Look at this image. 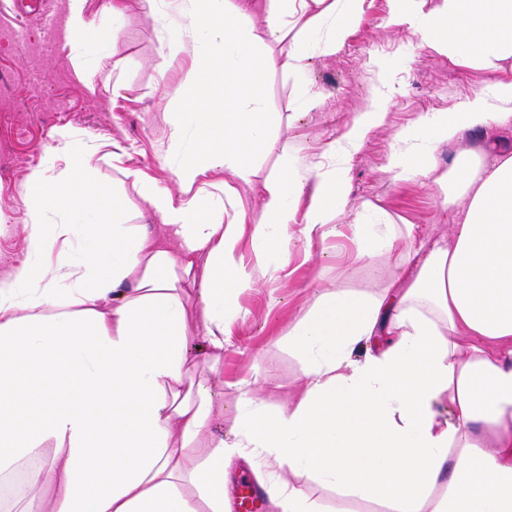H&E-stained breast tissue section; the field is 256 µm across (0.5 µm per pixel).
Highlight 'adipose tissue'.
<instances>
[{"label":"adipose tissue","instance_id":"1","mask_svg":"<svg viewBox=\"0 0 512 512\" xmlns=\"http://www.w3.org/2000/svg\"><path fill=\"white\" fill-rule=\"evenodd\" d=\"M186 24L164 41L190 51L175 168L180 194L124 170L159 231L123 219L90 156L60 129L28 178L29 259L0 281V512H224L238 460L256 468L279 512H322L296 486L383 505L386 512H512V149L457 155L438 184L454 210L448 237L407 256V287L374 293L323 289L288 331L304 359L298 396L277 403L242 393L234 430L213 379L235 299L278 271L303 221L305 239L328 235L347 203L345 170L315 174L297 216L291 166L264 182L255 269L236 258L250 183L267 144L266 72L305 70L301 38L334 20L324 46L342 48L370 0H190ZM388 22L418 33L456 64L512 70V0H388ZM265 16L264 35L247 25ZM70 40L99 56L116 31L75 4ZM282 47L274 55L272 46ZM512 124V80L465 96L455 111L421 117L399 134L395 178L437 172V146ZM434 143L416 150L420 131ZM230 179L227 207L210 203L207 178ZM359 256L391 255L411 224L352 226ZM82 245L73 257L74 245ZM197 319L203 348L190 344ZM447 404L440 412L439 404Z\"/></svg>","mask_w":512,"mask_h":512}]
</instances>
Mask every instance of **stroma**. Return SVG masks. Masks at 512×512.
Wrapping results in <instances>:
<instances>
[{
  "instance_id": "obj_1",
  "label": "stroma",
  "mask_w": 512,
  "mask_h": 512,
  "mask_svg": "<svg viewBox=\"0 0 512 512\" xmlns=\"http://www.w3.org/2000/svg\"><path fill=\"white\" fill-rule=\"evenodd\" d=\"M70 0H45L58 25L46 35L40 16L20 12L17 0H0V280L13 276L28 257L26 185L30 172L54 145L58 129L74 134L73 150L84 154L102 142L121 148L116 164L95 160L105 186L148 214L123 169L139 170L160 187L179 193L174 175L178 148L171 134L189 88V56H166L160 49L165 32L161 15L147 10L128 13L115 44L106 45V61L77 74L78 49L65 31ZM388 0H373L355 32L335 54L322 51L331 23L306 34V68L301 79L277 68L265 76L263 109L270 117L268 144L254 159L251 183L237 184L248 214L239 245L246 265L255 262L254 225L263 218V183L282 160L304 175L295 199L305 213L314 190L316 168H345L350 194L346 215L334 234L295 246L288 263L261 278L237 297L239 313L224 341V403L232 405L242 391L292 399L302 383L300 354L288 345V330L317 294L342 286L374 292L393 281H405L400 255L411 243L401 240L391 255L359 257L350 225L354 217L368 224L385 220L418 225L432 239L448 235V199L436 174L395 178L389 159L403 130L422 115L454 111L468 94H491L496 74L460 66L439 54L419 35L388 24ZM320 95L318 106L305 109L303 90ZM384 119L367 132L358 151L344 146L365 112ZM512 147V126L466 133L452 146H440L437 172L447 171L458 153L481 144ZM371 203L361 211L362 203Z\"/></svg>"
}]
</instances>
